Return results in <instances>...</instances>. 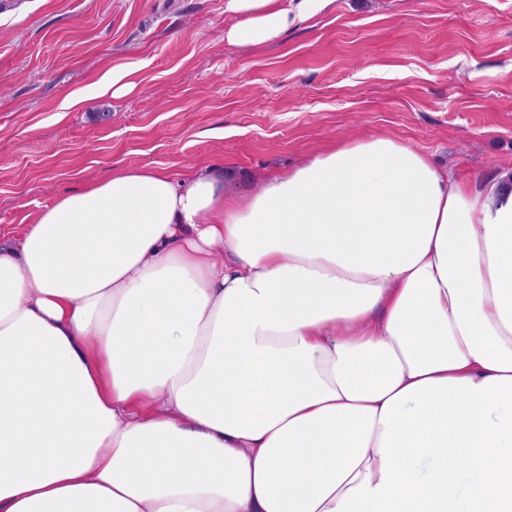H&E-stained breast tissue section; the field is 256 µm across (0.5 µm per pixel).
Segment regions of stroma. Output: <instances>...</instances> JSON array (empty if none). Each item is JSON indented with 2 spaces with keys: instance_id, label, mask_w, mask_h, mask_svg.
Masks as SVG:
<instances>
[{
  "instance_id": "stroma-1",
  "label": "stroma",
  "mask_w": 512,
  "mask_h": 512,
  "mask_svg": "<svg viewBox=\"0 0 512 512\" xmlns=\"http://www.w3.org/2000/svg\"><path fill=\"white\" fill-rule=\"evenodd\" d=\"M224 0H19L0 11V234L125 168L271 176L391 135L458 180L512 162V0H334L240 47ZM132 92L95 97L113 68Z\"/></svg>"
}]
</instances>
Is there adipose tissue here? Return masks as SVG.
Segmentation results:
<instances>
[{
  "instance_id": "obj_1",
  "label": "adipose tissue",
  "mask_w": 512,
  "mask_h": 512,
  "mask_svg": "<svg viewBox=\"0 0 512 512\" xmlns=\"http://www.w3.org/2000/svg\"><path fill=\"white\" fill-rule=\"evenodd\" d=\"M0 512H512V165L367 137L42 207L0 243Z\"/></svg>"
}]
</instances>
